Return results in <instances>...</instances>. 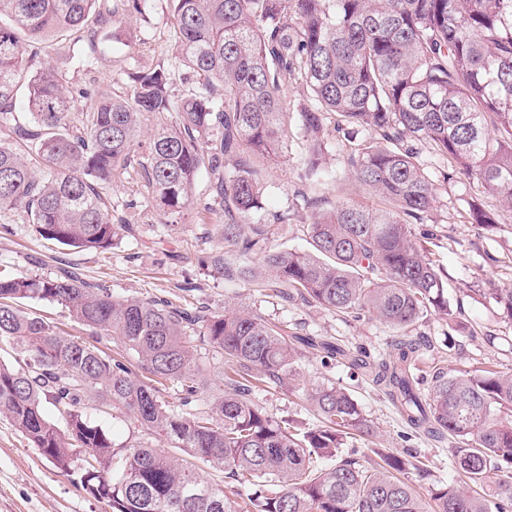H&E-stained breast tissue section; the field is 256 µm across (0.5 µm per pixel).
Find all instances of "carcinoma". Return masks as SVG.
<instances>
[{"label":"carcinoma","mask_w":512,"mask_h":512,"mask_svg":"<svg viewBox=\"0 0 512 512\" xmlns=\"http://www.w3.org/2000/svg\"><path fill=\"white\" fill-rule=\"evenodd\" d=\"M154 0H0V209H20L45 240L106 250L119 232L106 189L132 169L167 216L192 203L201 172L221 212L214 235L242 254L263 253L247 271H272L275 296L342 314L368 310L401 331L386 356L367 361L327 336H302L247 310L211 315L198 306L116 295L79 269L51 275L0 273V417L57 468L79 449L81 486L108 512H506L512 507V374L436 371L428 395L417 385L409 329L427 312L446 318L448 289L414 239L411 224L432 210L436 188L417 159L425 143L482 184L494 204L474 203V224L498 223L512 209V0H166L175 50L195 78L184 94L164 69L129 73L124 96L101 95L80 124L66 76L26 57L56 33L119 42L113 21L145 14ZM302 80L311 102L299 120L310 171L327 152V114L352 132L370 130L350 157L355 180L384 208L339 202L313 214L311 251L269 246L255 160L285 144L284 89ZM27 112L16 114L18 94ZM155 120L147 138L143 124ZM64 307L92 341L53 329L18 301ZM117 338L144 374L95 345ZM226 365L214 395L202 390L198 344ZM306 353L344 360L386 388L411 429L462 440L454 463L464 484L493 483L492 498L448 486L423 500L400 478L405 461L365 465L347 455L328 468L344 438L370 425L344 387L330 381L305 396L320 424L299 433L255 402V388L290 389ZM167 383L176 402L164 399ZM96 392L132 413L181 455L148 444L115 447L83 413ZM203 463L251 489L231 499L198 471Z\"/></svg>","instance_id":"obj_1"}]
</instances>
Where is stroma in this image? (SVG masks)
Listing matches in <instances>:
<instances>
[{
	"label": "stroma",
	"mask_w": 512,
	"mask_h": 512,
	"mask_svg": "<svg viewBox=\"0 0 512 512\" xmlns=\"http://www.w3.org/2000/svg\"><path fill=\"white\" fill-rule=\"evenodd\" d=\"M122 24L128 31L126 41L109 46L99 37L84 40L75 53L72 38L61 37L48 41L30 68L36 71L51 65L62 71L78 113L94 111L100 92H126L130 71L164 68L181 75L174 25L163 0L146 16H127ZM285 96L288 150L261 166V221L281 226L271 247L303 249L313 212L342 200L372 207L380 201L351 176L348 157L353 145L346 131L331 132L324 170L317 176L309 174L298 112L311 98L298 81L289 84ZM419 151L437 191L433 210L422 223L413 225L412 232L427 236L430 257L447 283L451 309L450 317L432 314L411 329L422 349L420 389L426 394L438 368L451 374L484 368L512 373V318L498 302L499 295L512 291V212L501 211L499 224L490 227L469 223L470 204L489 200L480 182L462 174L447 177L442 156L424 144ZM107 194L126 223L139 225L138 235L120 233L107 251H78L43 240L22 212L2 209L0 270L47 274L56 266L74 264L116 294L184 299L217 315L244 307L300 333L334 337L370 357L386 354L397 337L396 330L366 311L351 316L298 300L281 301L273 293L274 274L256 285L241 279V269L258 265L259 258L223 252L221 244L208 237L209 225L201 219L203 207L212 201L207 176L199 177L188 209L164 221L136 173L120 175ZM219 251L224 254L221 273L210 265L211 255ZM297 377L292 390L255 389V401L272 419H289L305 429L316 427L319 420L304 391L311 384L332 381L352 391L372 430L370 436L347 440L345 451L356 452L366 464L383 454L402 457L407 462L405 480L426 500L434 490L458 483L453 452L459 440L412 433L382 391L361 373L308 355L299 360ZM84 413L107 429L115 445L144 442L166 453L173 450L170 441L152 434L131 413L100 407L95 397L86 399ZM80 476L76 467L67 472L57 469L8 419L0 418V512H105V504L82 488Z\"/></svg>",
	"instance_id": "stroma-1"
}]
</instances>
